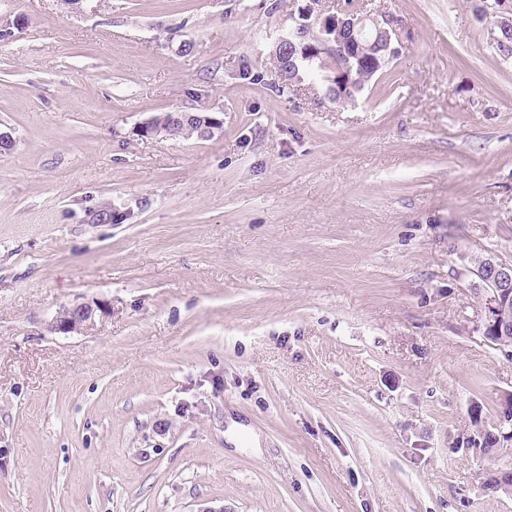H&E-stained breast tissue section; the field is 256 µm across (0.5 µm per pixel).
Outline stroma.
Wrapping results in <instances>:
<instances>
[{
	"instance_id": "35a3bbf8",
	"label": "stroma",
	"mask_w": 512,
	"mask_h": 512,
	"mask_svg": "<svg viewBox=\"0 0 512 512\" xmlns=\"http://www.w3.org/2000/svg\"><path fill=\"white\" fill-rule=\"evenodd\" d=\"M306 2L0 0V512H512L457 446L512 391L458 259L512 263V56L481 0H360L398 56L281 90ZM178 118L173 121L176 111L161 112L154 117L142 122L136 129L139 136L152 138L163 135L168 137H184L196 135L197 138L207 139L219 132L224 125V119L215 112H178ZM158 125L167 126L165 129H157ZM95 307L91 303H77L65 307L52 320L50 328L62 333L77 331L92 319Z\"/></svg>"
}]
</instances>
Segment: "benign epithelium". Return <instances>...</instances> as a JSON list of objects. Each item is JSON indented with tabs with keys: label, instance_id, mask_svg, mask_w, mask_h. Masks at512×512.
Returning a JSON list of instances; mask_svg holds the SVG:
<instances>
[{
	"label": "benign epithelium",
	"instance_id": "obj_1",
	"mask_svg": "<svg viewBox=\"0 0 512 512\" xmlns=\"http://www.w3.org/2000/svg\"><path fill=\"white\" fill-rule=\"evenodd\" d=\"M490 8L497 16L496 26L502 30L512 28V0H492ZM319 32L315 37L316 43L310 45L311 57L320 61V66L326 70L325 80H338L349 91L352 87L351 72L342 69H332L328 60L332 57L350 60L360 55L361 43L358 34L372 27L378 28L390 47H395L399 29L396 27L381 28L379 19L363 12L359 6L351 8L345 5V0H336L331 10L316 15ZM224 125V119L214 112H181L175 122L165 129L155 127L154 118L142 122L136 129L139 136L152 138L163 135L168 137L196 136L207 139L219 132ZM462 266L480 278L484 285L485 322L479 327L484 339L497 346L498 336L512 333V264L503 262L490 254L460 255ZM95 306L90 303H77L65 307L52 320L50 328L54 331L69 333L79 330L92 319ZM475 424L472 435L468 438L466 450L475 454H488L491 449L480 443L484 429L479 422L480 410L472 408ZM497 447L506 448L512 443V393L505 394L500 400L498 422L496 425ZM485 488L492 492H504L512 495V477L503 472L489 476Z\"/></svg>",
	"mask_w": 512,
	"mask_h": 512
}]
</instances>
